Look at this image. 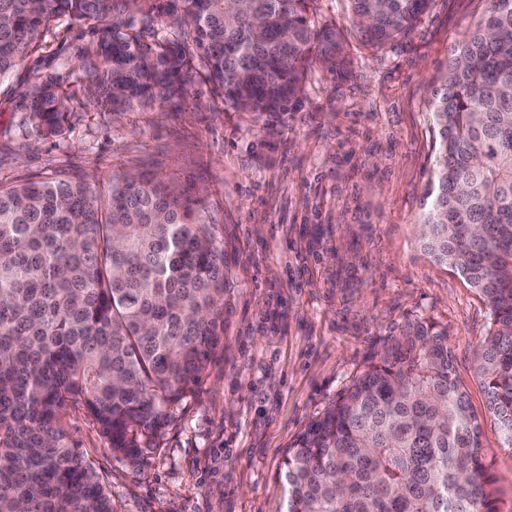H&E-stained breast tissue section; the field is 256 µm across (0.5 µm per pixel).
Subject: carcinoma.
I'll return each instance as SVG.
<instances>
[{"mask_svg":"<svg viewBox=\"0 0 512 512\" xmlns=\"http://www.w3.org/2000/svg\"><path fill=\"white\" fill-rule=\"evenodd\" d=\"M307 2L0 0V78L66 15L91 26L84 89L115 112L202 79L234 109L283 112L313 45L327 69L347 62L336 30L308 23ZM346 2L378 50L409 36L432 0ZM486 2L433 91L437 154L419 238L487 301L474 368L511 448L512 0ZM24 97L37 133L61 136L71 101L61 81L41 78ZM230 298L214 225L152 175L0 186V509L117 512L65 412L84 408L112 453L141 465L164 408L224 351ZM481 434L447 329L418 323L308 425L282 474L287 512H499Z\"/></svg>","mask_w":512,"mask_h":512,"instance_id":"obj_1","label":"carcinoma"}]
</instances>
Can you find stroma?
Segmentation results:
<instances>
[{
	"instance_id": "stroma-1",
	"label": "stroma",
	"mask_w": 512,
	"mask_h": 512,
	"mask_svg": "<svg viewBox=\"0 0 512 512\" xmlns=\"http://www.w3.org/2000/svg\"><path fill=\"white\" fill-rule=\"evenodd\" d=\"M486 0H433L414 32L363 46L345 0H310L306 17L340 35L348 63L311 53L287 111L243 112L212 85L113 112L76 94L63 136L38 137L21 90L78 75L92 34L61 20L44 47L0 80V183L148 172L196 198L224 241L232 283L224 351L174 408L158 448L135 468L86 410L66 426L118 512H287L289 451L379 353L415 322L447 327L454 373L482 425L500 512H512V448L486 407L473 349L488 306L420 248L435 160L428 111L452 47Z\"/></svg>"
}]
</instances>
